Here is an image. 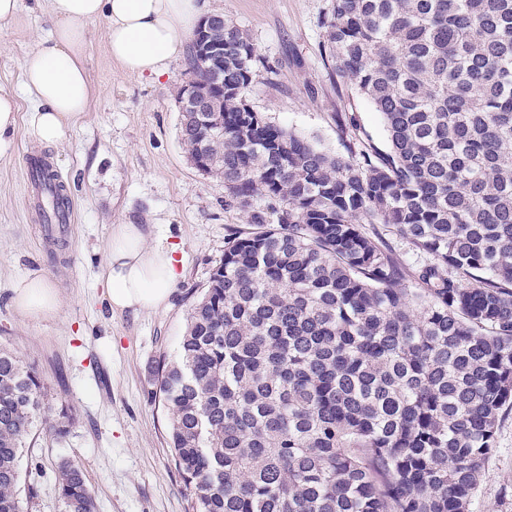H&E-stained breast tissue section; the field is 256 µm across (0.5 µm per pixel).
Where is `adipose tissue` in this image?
Listing matches in <instances>:
<instances>
[{
  "label": "adipose tissue",
  "mask_w": 512,
  "mask_h": 512,
  "mask_svg": "<svg viewBox=\"0 0 512 512\" xmlns=\"http://www.w3.org/2000/svg\"><path fill=\"white\" fill-rule=\"evenodd\" d=\"M54 26L22 61L24 90L36 104V141H64L70 121L85 111L91 86L84 60L86 26L104 20L108 51L129 73L168 75L188 33L207 14V0H50ZM136 224H117L107 256L106 287L113 310L135 312L166 307L179 277L171 249L145 248ZM23 314L51 319L59 312L58 290L42 270L14 287Z\"/></svg>",
  "instance_id": "adipose-tissue-1"
}]
</instances>
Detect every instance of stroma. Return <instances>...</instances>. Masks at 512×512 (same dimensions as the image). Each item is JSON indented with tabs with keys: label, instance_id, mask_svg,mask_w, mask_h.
Instances as JSON below:
<instances>
[{
	"label": "stroma",
	"instance_id": "35a3bbf8",
	"mask_svg": "<svg viewBox=\"0 0 512 512\" xmlns=\"http://www.w3.org/2000/svg\"><path fill=\"white\" fill-rule=\"evenodd\" d=\"M209 4L245 29L276 68L251 88L256 111L334 154L359 142L386 148L378 112L348 96L321 55L329 0ZM52 28L48 4L35 0H20L16 20L0 26V89L18 102L14 146L0 156V345L35 366L50 407L21 460L23 478L38 486L28 512H61L56 472L64 461L83 471L97 512H189L190 492L171 461L169 415L148 394L157 387V362L177 355L191 304L223 258L225 238L248 218L225 208L223 180L201 175L180 145L175 94L187 77L186 53L164 79L129 74L108 53L104 21L91 23L86 35V112L67 141L36 142L21 63ZM30 154L48 158L76 212L71 231L51 241L28 194ZM116 224L142 225L146 246L173 249L179 279L167 307L110 308L105 265ZM38 268L59 288L52 320L28 318L13 305L16 281ZM63 409L74 422L60 435L52 425ZM471 512H512V411L498 426Z\"/></svg>",
	"mask_w": 512,
	"mask_h": 512
}]
</instances>
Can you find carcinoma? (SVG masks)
<instances>
[{
	"label": "carcinoma",
	"instance_id": "1",
	"mask_svg": "<svg viewBox=\"0 0 512 512\" xmlns=\"http://www.w3.org/2000/svg\"><path fill=\"white\" fill-rule=\"evenodd\" d=\"M323 26L388 150L330 154L269 121L247 31L224 22L221 67L192 33L188 74L215 111L181 113L179 139L250 228L156 366L174 466L192 512H470L512 408V0H330ZM47 410L1 346L0 512H24L20 460ZM57 486L63 512H96L77 466Z\"/></svg>",
	"mask_w": 512,
	"mask_h": 512
}]
</instances>
